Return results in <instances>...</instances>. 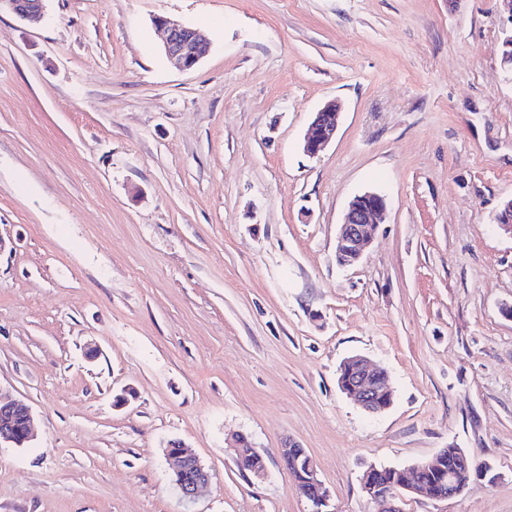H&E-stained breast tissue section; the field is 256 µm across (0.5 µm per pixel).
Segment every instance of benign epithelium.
<instances>
[{
    "label": "benign epithelium",
    "instance_id": "obj_1",
    "mask_svg": "<svg viewBox=\"0 0 512 512\" xmlns=\"http://www.w3.org/2000/svg\"><path fill=\"white\" fill-rule=\"evenodd\" d=\"M3 9L23 21L37 23L44 16V0H0V11ZM154 25L163 32L165 55L180 69L195 68L209 54L210 43L197 30L162 16L154 19ZM338 119L339 105L334 100L326 102L314 113L303 140V152L307 156L316 157L325 150L336 136ZM386 212L387 201L384 196L373 192L354 196L343 215L336 237V261L339 265L349 266L361 260L379 224L384 222ZM344 363L350 365L354 372L352 383L343 388L345 394L368 413H378L390 406L391 389L384 371L371 368L367 360L359 355L346 358ZM33 421L29 406L18 399L0 394V446L6 444L22 448L27 445L33 437ZM454 453L458 468L456 472L448 474L446 482L429 480V464L423 463L401 469L406 476L405 482L396 488L384 490L374 481L377 466L371 465L360 478L362 489L379 506L377 512H403L399 502L405 495H426L435 499L456 497L478 478V474L466 450L456 448ZM164 454L174 473L192 475L190 481L178 485V488L182 500L194 502L211 481L209 470L193 449L180 440L169 441ZM280 454L291 472L300 462H305L309 479L300 493L305 496L307 490L315 491V497L309 500L313 512H334L331 509L330 494L319 480L315 463L306 450L290 443L280 449Z\"/></svg>",
    "mask_w": 512,
    "mask_h": 512
}]
</instances>
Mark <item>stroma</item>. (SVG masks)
I'll list each match as a JSON object with an SVG mask.
<instances>
[{
    "instance_id": "1",
    "label": "stroma",
    "mask_w": 512,
    "mask_h": 512,
    "mask_svg": "<svg viewBox=\"0 0 512 512\" xmlns=\"http://www.w3.org/2000/svg\"><path fill=\"white\" fill-rule=\"evenodd\" d=\"M210 40L175 68L152 25ZM498 0H45L0 12V390L35 417L0 447V512H336L360 477L462 448L491 466L403 512H512V82ZM341 105L318 157L301 148ZM388 204L338 265L348 202ZM386 370L349 400L340 363ZM265 460L237 466L232 435ZM212 474L194 504L164 457ZM3 9L23 21L37 23L44 16V0H1L0 11ZM339 109L336 100H331L326 102L317 112H314L303 140V152L307 156H318L335 138ZM344 363V367L340 366L339 386H344L351 378L348 364L354 372L352 383L342 389L345 394L368 413H378L390 406L391 389L384 371L371 368L367 360L359 355L346 358ZM164 454L174 473H190L189 482L177 484L182 500L193 503L211 481L209 470L202 464L199 456L180 440H171ZM280 454L285 466L292 475L294 469L298 467L299 463L305 458L308 459L305 466L306 471L309 474V479L306 481V488H301L299 492L302 496H307L308 489L315 491L314 499L308 500L310 508L312 507L314 512H334L335 510L330 509V494L319 480L315 463L306 450L297 444L288 443V445H285L284 448L280 449ZM305 466L301 465L300 472H295V481L299 482L303 480Z\"/></svg>"
}]
</instances>
